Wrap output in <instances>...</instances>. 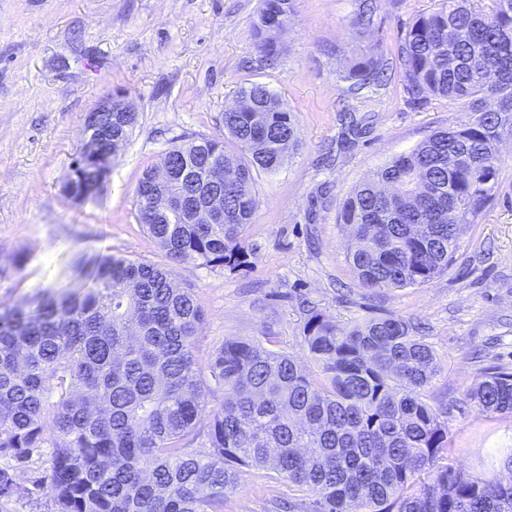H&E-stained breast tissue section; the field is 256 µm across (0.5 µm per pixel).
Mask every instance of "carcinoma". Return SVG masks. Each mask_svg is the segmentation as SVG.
<instances>
[{
  "label": "carcinoma",
  "mask_w": 512,
  "mask_h": 512,
  "mask_svg": "<svg viewBox=\"0 0 512 512\" xmlns=\"http://www.w3.org/2000/svg\"><path fill=\"white\" fill-rule=\"evenodd\" d=\"M293 0H263L253 22L267 61L273 33ZM361 0L357 24H373ZM398 66L419 100L462 101L464 117L394 157L345 200L346 261L376 289L422 286L448 270L468 225L499 187L498 143L512 136V0H448L422 14L395 59L359 58L346 80L354 95ZM224 111V137L172 145L246 175L224 186V223L171 222L149 214L152 170L136 189L138 221L180 264L247 263L244 232L255 212L254 173L273 171L296 146L291 113L265 86L238 91ZM96 153L79 151L64 182L75 204L99 197L109 173L108 138L129 139L138 116L99 118ZM194 202L202 182L171 183ZM73 288L0 308V454L18 461L48 444V489L56 512H224L241 473L269 470L315 496L313 512H512V448L480 470L456 463L448 423L453 404L427 392L440 371L418 327L395 315L347 331L319 312L303 340L314 367L260 343L226 339L207 371L195 358L205 311L166 264L98 254L72 268ZM223 397L217 409L209 399ZM464 403L483 416L512 417V371L491 366ZM209 414L207 430L198 424ZM200 443L195 448L193 444ZM20 493L0 469V500Z\"/></svg>",
  "instance_id": "obj_1"
}]
</instances>
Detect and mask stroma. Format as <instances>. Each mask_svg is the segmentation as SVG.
<instances>
[{"label":"stroma","mask_w":512,"mask_h":512,"mask_svg":"<svg viewBox=\"0 0 512 512\" xmlns=\"http://www.w3.org/2000/svg\"><path fill=\"white\" fill-rule=\"evenodd\" d=\"M443 0H376L374 23L357 24L359 0H294L267 63L253 35L259 0H0V304L29 305L67 286L79 254L165 263L136 219V187L175 141L219 136L238 89L255 82L294 117L298 145L275 172L255 177L256 211L242 245L247 265L174 267L205 310L196 357L207 365L225 339L270 343L308 362V310L337 328L396 315L419 324L441 363L434 400L463 398L484 367L512 369V137L499 146L500 186L470 225L455 261L429 284L385 292L363 286L347 261L343 202L393 157L447 128L462 105L415 101L401 72L347 92L353 57L394 54L418 15ZM124 92L139 113L111 161L97 200L63 193L86 114ZM457 463L478 468L490 449L512 447V418L456 416ZM50 449L26 463L0 454L22 492L0 512H55L45 485ZM308 503L283 478L242 473L224 512H272L273 499Z\"/></svg>","instance_id":"obj_1"}]
</instances>
